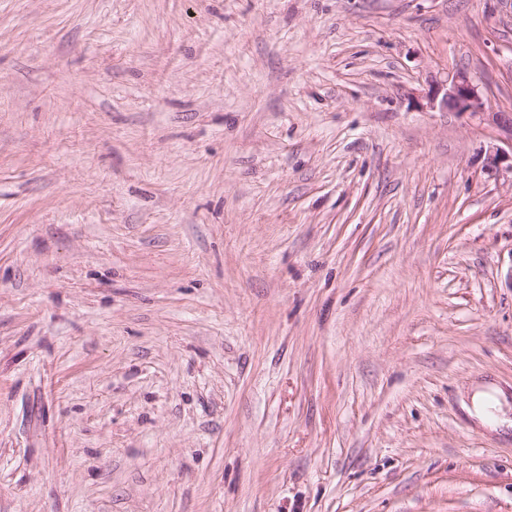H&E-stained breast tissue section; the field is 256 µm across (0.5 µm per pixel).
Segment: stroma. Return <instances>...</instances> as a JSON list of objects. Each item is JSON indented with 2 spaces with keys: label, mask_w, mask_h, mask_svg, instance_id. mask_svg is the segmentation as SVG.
I'll return each mask as SVG.
<instances>
[{
  "label": "stroma",
  "mask_w": 512,
  "mask_h": 512,
  "mask_svg": "<svg viewBox=\"0 0 512 512\" xmlns=\"http://www.w3.org/2000/svg\"><path fill=\"white\" fill-rule=\"evenodd\" d=\"M512 0H0V512H512ZM426 104L429 108L439 107L447 112L477 115L483 121L494 125L502 133L510 149L506 150L497 145L489 146L485 151V169L488 173L505 170L512 175V113L486 112V105L481 98L478 86L474 84L468 73L456 72L452 75L449 84L447 82L445 85H438L435 91L427 96Z\"/></svg>",
  "instance_id": "1"
}]
</instances>
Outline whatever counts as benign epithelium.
Segmentation results:
<instances>
[{
	"mask_svg": "<svg viewBox=\"0 0 512 512\" xmlns=\"http://www.w3.org/2000/svg\"><path fill=\"white\" fill-rule=\"evenodd\" d=\"M427 106L444 111L469 113L494 125L509 144V149L493 145L486 150L485 169L489 173L502 170L512 173V113L488 112L482 100L478 86L470 75L458 71L452 75L449 84L439 85L427 96Z\"/></svg>",
	"mask_w": 512,
	"mask_h": 512,
	"instance_id": "obj_1",
	"label": "benign epithelium"
}]
</instances>
